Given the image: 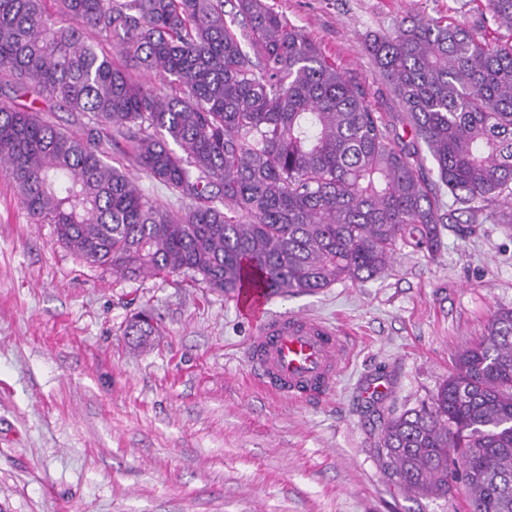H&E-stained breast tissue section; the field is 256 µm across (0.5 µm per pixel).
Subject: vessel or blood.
<instances>
[{"mask_svg": "<svg viewBox=\"0 0 512 512\" xmlns=\"http://www.w3.org/2000/svg\"><path fill=\"white\" fill-rule=\"evenodd\" d=\"M350 357L351 348L338 327L303 314L261 317L245 349L259 385L294 404L324 399L335 389Z\"/></svg>", "mask_w": 512, "mask_h": 512, "instance_id": "1", "label": "vessel or blood"}]
</instances>
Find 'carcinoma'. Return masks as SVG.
I'll use <instances>...</instances> for the list:
<instances>
[{
    "instance_id": "1",
    "label": "carcinoma",
    "mask_w": 512,
    "mask_h": 512,
    "mask_svg": "<svg viewBox=\"0 0 512 512\" xmlns=\"http://www.w3.org/2000/svg\"><path fill=\"white\" fill-rule=\"evenodd\" d=\"M53 2L0 0V171L86 264L288 297L377 278L404 247L434 258L446 222L512 233V0L367 36L402 134L267 0ZM152 320L124 335L148 343ZM454 364L377 448L407 498L448 497L452 463L466 512H512V308Z\"/></svg>"
}]
</instances>
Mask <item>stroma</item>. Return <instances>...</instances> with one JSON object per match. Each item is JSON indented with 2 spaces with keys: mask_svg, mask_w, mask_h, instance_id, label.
<instances>
[{
  "mask_svg": "<svg viewBox=\"0 0 512 512\" xmlns=\"http://www.w3.org/2000/svg\"><path fill=\"white\" fill-rule=\"evenodd\" d=\"M355 76L391 124L399 107L368 32L424 13L465 19L486 0H268ZM512 308V235L450 224L430 258L401 250L380 278L267 297L321 316L351 363L298 405L249 380L259 315L171 276L132 281L76 259L0 176V512H462L464 493L404 499L374 449L380 415L430 402L455 352ZM157 331L123 334L138 310Z\"/></svg>",
  "mask_w": 512,
  "mask_h": 512,
  "instance_id": "stroma-1",
  "label": "stroma"
}]
</instances>
